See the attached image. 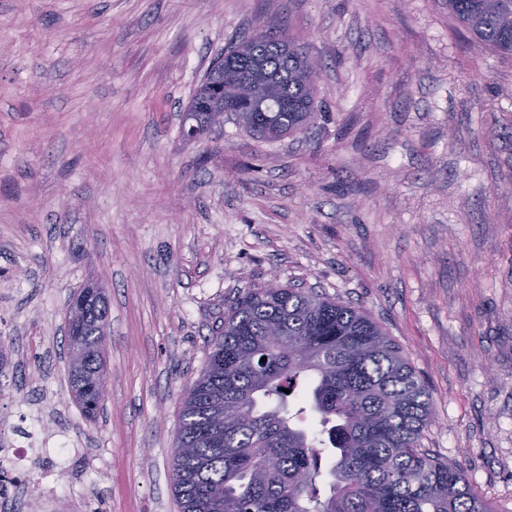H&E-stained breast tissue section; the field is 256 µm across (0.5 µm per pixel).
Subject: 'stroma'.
I'll return each mask as SVG.
<instances>
[{"label":"stroma","mask_w":512,"mask_h":512,"mask_svg":"<svg viewBox=\"0 0 512 512\" xmlns=\"http://www.w3.org/2000/svg\"><path fill=\"white\" fill-rule=\"evenodd\" d=\"M321 64L307 133L181 114L237 36ZM102 287L107 396L68 381V300ZM356 305L429 390L422 445L512 512V56L446 0H0V432L60 442L56 512H178L181 398L251 289Z\"/></svg>","instance_id":"obj_1"}]
</instances>
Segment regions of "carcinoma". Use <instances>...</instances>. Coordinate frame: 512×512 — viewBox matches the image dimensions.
<instances>
[{
  "label": "carcinoma",
  "mask_w": 512,
  "mask_h": 512,
  "mask_svg": "<svg viewBox=\"0 0 512 512\" xmlns=\"http://www.w3.org/2000/svg\"><path fill=\"white\" fill-rule=\"evenodd\" d=\"M478 46L512 55V0H447ZM215 61L183 113L209 124L213 93L231 96L251 72L272 87L269 107L234 112L263 139L314 123L320 63L281 32L258 30ZM67 324L69 383L88 393L103 374L106 298ZM266 361H261V358ZM290 393H285V390ZM433 402L403 350L367 312L311 288L248 292L224 313L205 366L180 407L172 464L179 512H490L464 471L421 448Z\"/></svg>",
  "instance_id": "obj_1"
}]
</instances>
